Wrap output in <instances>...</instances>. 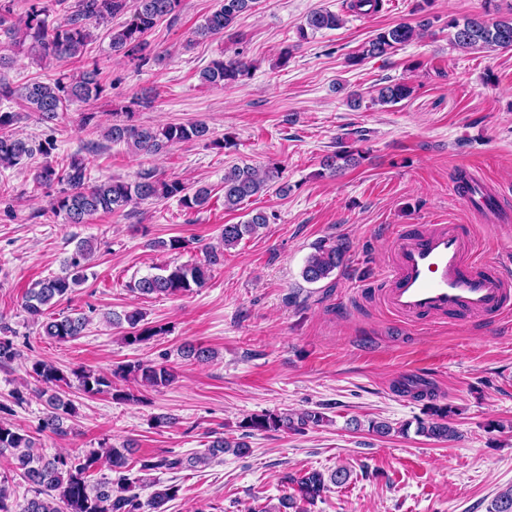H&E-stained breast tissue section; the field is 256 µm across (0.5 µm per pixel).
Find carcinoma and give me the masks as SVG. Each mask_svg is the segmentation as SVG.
Segmentation results:
<instances>
[{"mask_svg": "<svg viewBox=\"0 0 512 512\" xmlns=\"http://www.w3.org/2000/svg\"><path fill=\"white\" fill-rule=\"evenodd\" d=\"M181 0H135L130 18L117 28L109 30L112 52L146 61L143 51L146 36L157 23L173 14ZM257 0H220L219 6L207 15L197 27L198 37H215L230 31L238 17L251 11ZM63 7L62 20L51 26L47 23L49 6ZM484 14L466 17L462 20H448L450 41L464 51L480 49H512V7L508 18L493 22L486 20L490 12H500L499 0H484ZM128 0H31L25 15L16 19L13 0H0V33L14 46L20 48L29 44V49L43 59L59 62L79 60L91 38L90 26L105 23L126 13ZM344 19L341 15L326 9L311 11L305 18L300 34L316 33L322 30L341 28ZM432 22L423 15L415 23L398 22L376 33L364 42L357 52L347 57L351 66L362 64L369 58L388 57L401 47L418 38L428 30ZM252 66L242 53L222 60H215L204 69L201 80L209 85L230 89L251 75ZM104 87L100 81L99 69L93 67L79 74H64L51 82L34 80L23 85H13L0 72V99L18 100L22 106L41 116V120L51 122L58 113L72 105L83 108L82 125L95 121L96 113L91 111L93 102L102 94ZM412 93L405 82H395L378 88L376 102L380 105L396 104ZM15 112H0V169L21 168L34 154H49L54 149L51 142L34 144L15 135L11 126L17 121ZM105 138L113 143H125L144 155L159 153L162 149L188 141H210V144L224 149L232 143V136L213 139L209 127L204 123L167 124L149 126L130 124L119 120L108 127ZM358 162L352 150H339L322 161V170L336 175L337 172ZM282 170L277 165L264 169L248 164L235 165L224 174V208L236 210L269 184L280 180ZM34 179L45 186L62 185L54 198L53 210L64 216L68 224H84L97 214H112L125 209L130 204L178 198L185 208L196 209L205 205L210 191L206 187L191 189L178 179L161 178L152 171L142 172L134 181L107 178L91 183L88 181L85 163L75 157L66 163L55 166L46 163L35 170ZM270 217L263 211H253L249 218L240 224H226L222 232V244L206 248V263L174 264L160 268L138 279L134 289L144 297L183 296L205 286L211 268L224 262V251L235 247L244 235L269 223ZM92 247L89 241L77 243L74 251L66 258L64 271L60 275L36 282L26 295L24 309L35 320H41L42 335L56 341L69 342L79 338L88 324L83 313L72 315H46V310L57 304L74 288L86 280V270ZM346 256L344 244L336 241L320 243L311 254L303 269V278L315 283L327 278L343 264ZM118 324L126 323L130 332L124 336L129 345L146 343L156 336L166 333L163 326H150L144 323V314L139 309L125 312L113 318ZM185 356L199 362L212 360L213 352L193 344L185 345ZM21 356L13 341L0 338V367L10 366ZM27 375L38 385L46 415L41 419L38 431L55 435L66 433L64 421L76 413L73 401L66 397V390L75 387L87 396L110 391L112 399L127 401L130 394L115 389L112 378L91 370L72 371L64 374L53 362L37 359L31 362ZM122 379H133L144 387L157 388L170 385L175 376L164 365L136 361L128 363L113 372ZM449 410L432 406L428 418L417 423V433L434 440H446L456 436L455 429L448 423ZM327 421L318 410H305L295 415L262 414L252 416L242 422V427L253 431L302 432L309 427H317ZM35 439L27 431L18 428L7 420L0 421V456L9 455L15 461V469L28 485L31 497L26 500L23 512H167V504L175 500L180 491L177 484L163 485L154 480L150 485L154 491L143 501L134 489L147 480V476L157 470L196 468L206 466L226 452L237 456L249 453V445L244 441L232 442L219 435L209 441L205 452L187 458L161 456L135 462L139 476L131 477L129 448L100 446L77 455L56 454L50 458L32 453ZM110 462V471L115 478L90 484L91 473L99 467L102 459ZM349 471L340 467L329 475L313 470L299 477L285 475L284 483L293 486L295 496L283 505H293L297 501L311 503L329 490V485L337 487L346 484Z\"/></svg>", "mask_w": 512, "mask_h": 512, "instance_id": "cac0c4a2", "label": "carcinoma"}]
</instances>
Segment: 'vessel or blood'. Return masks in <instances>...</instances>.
Returning a JSON list of instances; mask_svg holds the SVG:
<instances>
[{
  "instance_id": "obj_1",
  "label": "vessel or blood",
  "mask_w": 512,
  "mask_h": 512,
  "mask_svg": "<svg viewBox=\"0 0 512 512\" xmlns=\"http://www.w3.org/2000/svg\"><path fill=\"white\" fill-rule=\"evenodd\" d=\"M396 239L395 259L382 273L390 284L387 307L394 316L411 321L512 314V266L477 254L468 225L442 224L415 236L400 230Z\"/></svg>"
}]
</instances>
